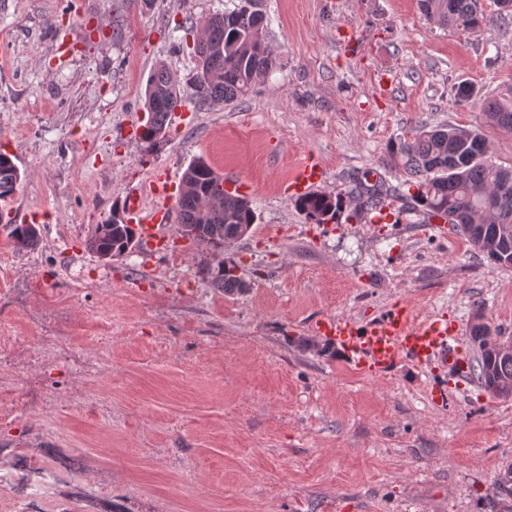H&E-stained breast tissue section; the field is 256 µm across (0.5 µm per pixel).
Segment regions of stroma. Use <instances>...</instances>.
<instances>
[{"instance_id":"obj_1","label":"stroma","mask_w":512,"mask_h":512,"mask_svg":"<svg viewBox=\"0 0 512 512\" xmlns=\"http://www.w3.org/2000/svg\"><path fill=\"white\" fill-rule=\"evenodd\" d=\"M240 0H0V153L25 178L0 216L35 219L39 246L0 229V447L33 443L92 457L126 512H512V397L459 383L448 367L405 362L374 376L343 352L301 346L314 323L367 322L394 303L468 333L476 303L512 340V267L494 268L451 227L305 219L282 185L305 158L322 192L388 170L387 148L421 125L476 128L512 167V130L483 107L512 85V13L481 0L491 23L464 32L427 21L418 0H265L277 69L230 103L187 102L156 145L126 136L143 120L158 65L191 86L178 26ZM477 94L456 98L460 81ZM250 200L258 219L229 249L184 237L104 261L85 242L129 190L144 211L160 169L195 160ZM239 264L249 291L214 288L206 266ZM44 336L111 362L78 377L34 362ZM448 391L445 406L430 399ZM96 392L89 410L83 395Z\"/></svg>"}]
</instances>
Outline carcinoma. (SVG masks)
<instances>
[{
	"mask_svg": "<svg viewBox=\"0 0 512 512\" xmlns=\"http://www.w3.org/2000/svg\"><path fill=\"white\" fill-rule=\"evenodd\" d=\"M423 16L445 27L474 31L489 24L479 0H419ZM268 18L264 0H241L231 11L208 18L191 52L197 57L193 96L200 102H231L245 96L274 72L277 60L267 45ZM184 98L177 75L167 68L154 72L146 87L144 108L151 114L142 139L164 138L167 117ZM488 122L512 129V88L485 107ZM485 138L475 130L456 127L419 129L410 139H398L388 149L389 162L408 179L394 186L371 172L352 176L358 211L377 209L384 200L402 201L403 210L425 223L446 220L475 250L497 268L512 267V168L491 161ZM21 173L11 156L0 153V199L16 192ZM344 196L312 193L294 200V207L316 224L337 218ZM256 213L250 201L224 188V177L203 160L185 170L177 200L176 222L188 237L224 247L239 229L252 225ZM14 247L33 250L40 242L33 224H5ZM137 240L128 223L97 224L86 241L97 256L119 251ZM236 265L219 260L206 268L210 283L233 295L241 292ZM489 324L474 323L470 340L477 352L470 373L480 387L497 397H512V358L483 348Z\"/></svg>",
	"mask_w": 512,
	"mask_h": 512,
	"instance_id": "carcinoma-1",
	"label": "carcinoma"
}]
</instances>
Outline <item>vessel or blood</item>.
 Listing matches in <instances>:
<instances>
[{
  "instance_id": "obj_1",
  "label": "vessel or blood",
  "mask_w": 512,
  "mask_h": 512,
  "mask_svg": "<svg viewBox=\"0 0 512 512\" xmlns=\"http://www.w3.org/2000/svg\"><path fill=\"white\" fill-rule=\"evenodd\" d=\"M325 179L321 164L305 159L287 184L285 193L292 199L305 195ZM124 207L143 248L160 250L173 222L171 212L161 207L143 213L139 196L133 191L128 192ZM314 331L336 343L357 368L371 374H387L404 361L420 367L440 362L451 366L461 378L469 373L467 361L458 353V330L440 318H414L409 307L402 303L365 324L350 317L323 318L315 322Z\"/></svg>"
}]
</instances>
